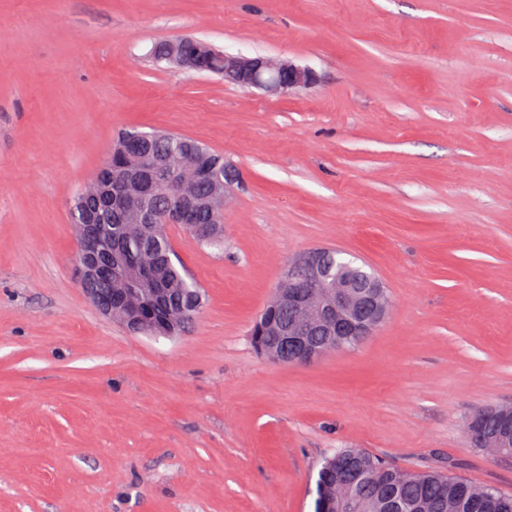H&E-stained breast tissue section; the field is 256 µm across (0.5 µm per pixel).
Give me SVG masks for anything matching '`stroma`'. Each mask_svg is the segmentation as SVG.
<instances>
[{
	"label": "stroma",
	"instance_id": "1",
	"mask_svg": "<svg viewBox=\"0 0 512 512\" xmlns=\"http://www.w3.org/2000/svg\"><path fill=\"white\" fill-rule=\"evenodd\" d=\"M191 35L290 58L281 97L154 66ZM223 154L224 248L179 225L206 303L128 333L75 276L69 205L127 130ZM365 263L393 310L310 366L250 328L287 261ZM512 405V0H0V512H314L360 448L512 494L466 417Z\"/></svg>",
	"mask_w": 512,
	"mask_h": 512
}]
</instances>
